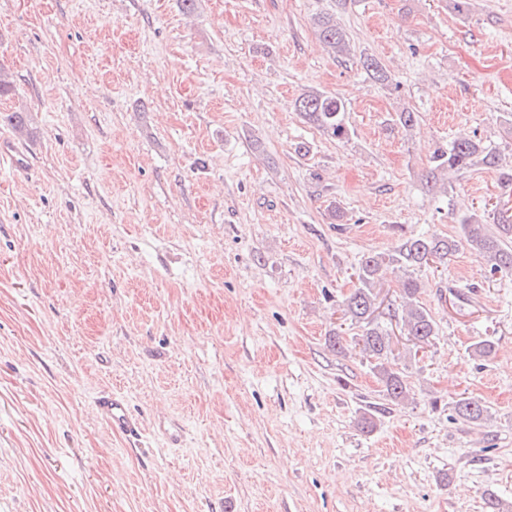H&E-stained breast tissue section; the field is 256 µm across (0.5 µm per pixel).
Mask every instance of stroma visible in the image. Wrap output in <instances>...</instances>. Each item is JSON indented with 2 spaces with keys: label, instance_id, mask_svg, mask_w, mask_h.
Segmentation results:
<instances>
[{
  "label": "stroma",
  "instance_id": "35a3bbf8",
  "mask_svg": "<svg viewBox=\"0 0 512 512\" xmlns=\"http://www.w3.org/2000/svg\"><path fill=\"white\" fill-rule=\"evenodd\" d=\"M322 12L353 55L328 54ZM0 66V111L32 118L0 125L30 161L0 164V512H486L489 491L512 512L511 275L464 244L383 270L406 402L325 343L360 332L340 303L363 255L458 238L502 196L491 168L435 195L424 174L463 133L512 161V0H0ZM309 90L344 102L349 141L296 112ZM410 277L438 325L411 357ZM106 391L139 439L97 416ZM454 409L459 419L469 423L480 424L487 419L489 414L487 406L478 400L468 397L458 399Z\"/></svg>",
  "mask_w": 512,
  "mask_h": 512
}]
</instances>
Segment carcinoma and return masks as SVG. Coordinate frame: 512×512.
Returning <instances> with one entry per match:
<instances>
[{"label":"carcinoma","mask_w":512,"mask_h":512,"mask_svg":"<svg viewBox=\"0 0 512 512\" xmlns=\"http://www.w3.org/2000/svg\"><path fill=\"white\" fill-rule=\"evenodd\" d=\"M316 32L335 57L350 55V40L346 31L329 14L314 18ZM362 67L382 84L392 83L391 75L380 60L372 55L360 56ZM295 109L308 123L316 126L328 137L344 142L350 139L353 130L345 117L344 103L334 94L309 90L295 100ZM0 123L16 133H28L29 117L25 110L1 112ZM476 165L500 170L501 183L512 188V165L505 168L499 155L484 147L480 140L469 136H459L449 145L437 146L430 155L426 184L433 188L450 172L467 170ZM495 227L472 214L461 221V230L466 244L479 251L486 258L489 271L512 272V213L500 210ZM458 246V241L438 237H413L404 240L393 254H367L363 256L355 271L358 286L342 300L343 315L359 324L362 333L358 342L362 344V357L372 366V370L383 385L386 398L402 402L408 395L406 376L394 368L391 362L393 349L388 330L375 321L377 275L386 262L396 263L407 268H439L448 263ZM420 287L416 280L407 279L401 289L402 326L404 336L414 338L413 346L428 344L437 335V324L429 310L419 300ZM456 416L469 423L480 424L487 419L488 407L482 402L462 397L455 403Z\"/></svg>","instance_id":"carcinoma-1"}]
</instances>
